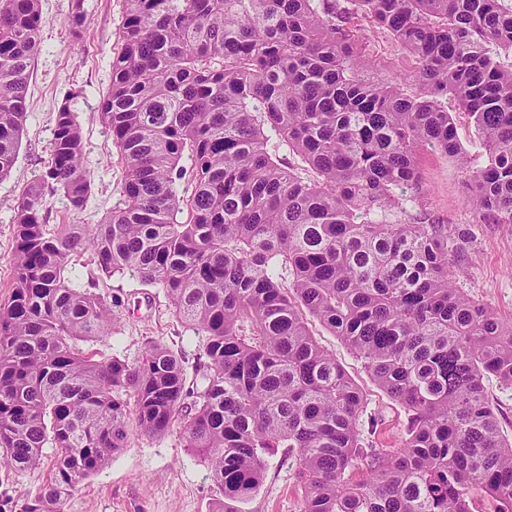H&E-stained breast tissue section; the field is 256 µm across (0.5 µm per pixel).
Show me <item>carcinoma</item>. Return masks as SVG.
Listing matches in <instances>:
<instances>
[{
	"label": "carcinoma",
	"mask_w": 512,
	"mask_h": 512,
	"mask_svg": "<svg viewBox=\"0 0 512 512\" xmlns=\"http://www.w3.org/2000/svg\"><path fill=\"white\" fill-rule=\"evenodd\" d=\"M355 9L419 61L421 92L359 78L345 26ZM85 19L84 0H72L73 32ZM42 23L39 0H0V177L26 121ZM503 52L505 0H128L99 112L122 165L121 203L99 224L46 223V193L79 213L91 187L64 104L50 160L15 210L0 466L35 469L54 448L24 512H64L126 447L131 421L152 436L179 425L224 493L219 512H238L275 448L296 457L299 512H472L476 492L512 512V437L484 386L492 375L512 387V322L457 288L447 226L387 220L419 190V149L468 166L451 97L487 152L471 200L491 223L512 224ZM268 128L316 179L280 163ZM86 254L92 269L78 284L72 270ZM125 271L164 289L207 336L192 383L156 341L134 363L78 347L112 336L118 303L96 288ZM305 311L404 408L397 451L362 446L364 394Z\"/></svg>",
	"instance_id": "cac0c4a2"
}]
</instances>
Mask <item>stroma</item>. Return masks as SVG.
Returning a JSON list of instances; mask_svg holds the SVG:
<instances>
[{
	"label": "stroma",
	"instance_id": "1",
	"mask_svg": "<svg viewBox=\"0 0 512 512\" xmlns=\"http://www.w3.org/2000/svg\"><path fill=\"white\" fill-rule=\"evenodd\" d=\"M40 7L44 23L30 68L26 123L14 166L0 179V304L7 302L14 277V210L23 190L48 162L53 118L62 104H69L82 128L91 191L78 214L69 211L61 194L47 196L44 213L49 223L97 224L122 199V167L98 112L110 83V61L120 47L125 0H85L86 21L77 35L68 25L71 0H41ZM347 26L367 62L361 71L364 79L400 83L405 92H419L413 79L418 64L390 32L359 12L351 15ZM448 110L456 137L471 158L470 169L460 168L444 153L420 150V190L392 220L447 225L449 255L461 268L458 288L512 319V225L485 223L473 209L469 172L484 166L486 152L467 113L453 103ZM99 290L120 299L122 315L112 336L94 342V350L132 363L141 357L147 341H158L179 355L187 377H194L206 338L179 319L165 290L141 285L129 272L106 279ZM308 327L365 394L366 406L358 422L363 444L399 448L407 425L404 409L372 381L348 344L316 319H309ZM295 469V457L287 449H275L266 459L262 484L238 503L239 512H299L301 491ZM46 475L42 467L21 474L0 469V512H23L44 486ZM223 498L206 465L187 450L174 428L161 436L131 434L126 448L78 486L64 512H217Z\"/></svg>",
	"mask_w": 512,
	"mask_h": 512
}]
</instances>
